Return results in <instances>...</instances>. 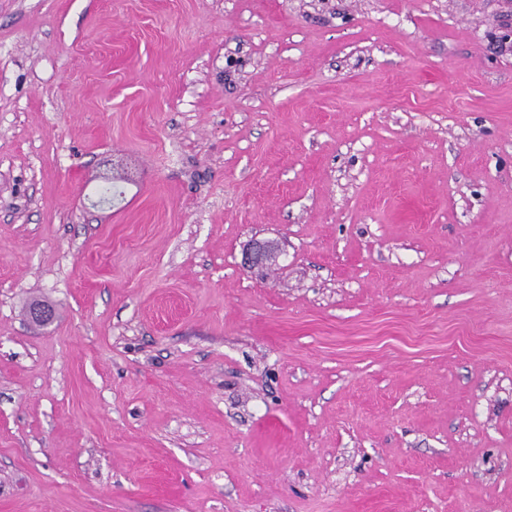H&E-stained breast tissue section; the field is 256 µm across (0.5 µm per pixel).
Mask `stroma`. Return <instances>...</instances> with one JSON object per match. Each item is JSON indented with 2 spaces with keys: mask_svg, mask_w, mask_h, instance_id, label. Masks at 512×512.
<instances>
[{
  "mask_svg": "<svg viewBox=\"0 0 512 512\" xmlns=\"http://www.w3.org/2000/svg\"><path fill=\"white\" fill-rule=\"evenodd\" d=\"M0 512H512V0H0ZM271 248L276 246L267 241H252L247 244L243 253V265L252 272H260L265 269L266 257Z\"/></svg>",
  "mask_w": 512,
  "mask_h": 512,
  "instance_id": "stroma-1",
  "label": "stroma"
}]
</instances>
